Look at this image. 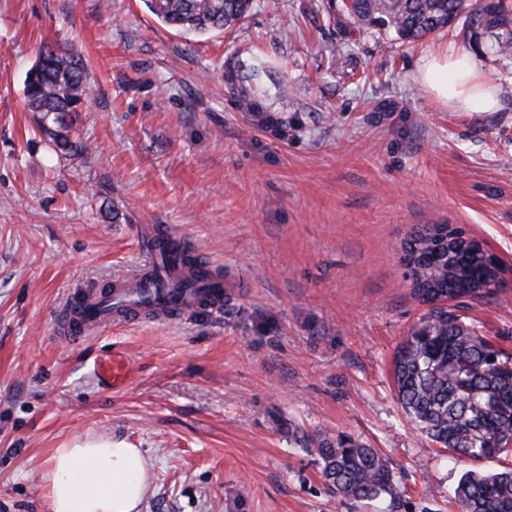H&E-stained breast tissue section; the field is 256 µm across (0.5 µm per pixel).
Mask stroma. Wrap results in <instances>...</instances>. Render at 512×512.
<instances>
[{
	"label": "stroma",
	"instance_id": "35a3bbf8",
	"mask_svg": "<svg viewBox=\"0 0 512 512\" xmlns=\"http://www.w3.org/2000/svg\"><path fill=\"white\" fill-rule=\"evenodd\" d=\"M489 41L359 34L341 0H253L243 25L202 37L143 0H0V512H49L48 459L89 435L150 458L139 512H387L324 484L299 442L323 431L388 459L397 512H458L465 470L512 467V451L443 455L393 377L428 310L402 245L429 224L504 262L505 288L444 307L512 354V61ZM57 44L92 86L74 155L23 95ZM447 46L500 84L504 109L452 112L414 82ZM258 62L272 79H250ZM159 226L223 273V306L58 335L68 294L144 264ZM113 352L131 365L116 390L92 368Z\"/></svg>",
	"mask_w": 512,
	"mask_h": 512
}]
</instances>
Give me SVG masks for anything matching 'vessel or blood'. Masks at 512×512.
I'll return each mask as SVG.
<instances>
[{"label": "vessel or blood", "instance_id": "1", "mask_svg": "<svg viewBox=\"0 0 512 512\" xmlns=\"http://www.w3.org/2000/svg\"><path fill=\"white\" fill-rule=\"evenodd\" d=\"M179 247L180 242L165 230H157L149 242L148 263L131 277H117L110 287L85 285L75 289L63 307L60 328L70 339L79 340L104 326L131 320L168 322L200 308H218L224 303L220 283L178 297L164 288L166 279L163 246ZM98 378L112 387L126 383L129 363L125 356L106 355L94 366Z\"/></svg>", "mask_w": 512, "mask_h": 512}]
</instances>
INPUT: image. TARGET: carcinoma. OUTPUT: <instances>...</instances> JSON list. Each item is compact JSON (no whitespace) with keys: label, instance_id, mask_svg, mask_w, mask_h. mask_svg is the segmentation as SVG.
<instances>
[{"label":"carcinoma","instance_id":"1","mask_svg":"<svg viewBox=\"0 0 512 512\" xmlns=\"http://www.w3.org/2000/svg\"><path fill=\"white\" fill-rule=\"evenodd\" d=\"M150 13L186 34L206 35L237 24L253 0H145ZM344 11L357 29H392L410 42L433 36L456 22L480 26L495 35L494 53L512 58V0H351ZM24 97L39 114V130L54 146L72 151L75 117L88 101L90 87L82 55L69 48L43 46L27 71ZM456 237L453 246L437 249L436 236L413 239L405 277L429 287L414 289L432 305L412 329L394 359L397 399L410 421L456 458L481 461L512 449V357L494 348L475 327L434 307L477 291L485 297L499 290L500 259L461 239L465 230L441 224ZM201 259L183 250L168 260L173 288L200 282ZM322 463V478L341 498L386 500L396 508L400 491L388 463L372 448L342 435L319 433L308 440ZM459 512H512V468L501 472L469 470L454 490Z\"/></svg>","mask_w":512,"mask_h":512}]
</instances>
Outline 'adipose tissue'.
<instances>
[{
	"label": "adipose tissue",
	"instance_id": "adipose-tissue-1",
	"mask_svg": "<svg viewBox=\"0 0 512 512\" xmlns=\"http://www.w3.org/2000/svg\"><path fill=\"white\" fill-rule=\"evenodd\" d=\"M416 80L456 111L495 112L505 106L501 88L464 50L429 51L419 61ZM147 482L143 451L103 437L56 449L44 472L49 512H137Z\"/></svg>",
	"mask_w": 512,
	"mask_h": 512
}]
</instances>
